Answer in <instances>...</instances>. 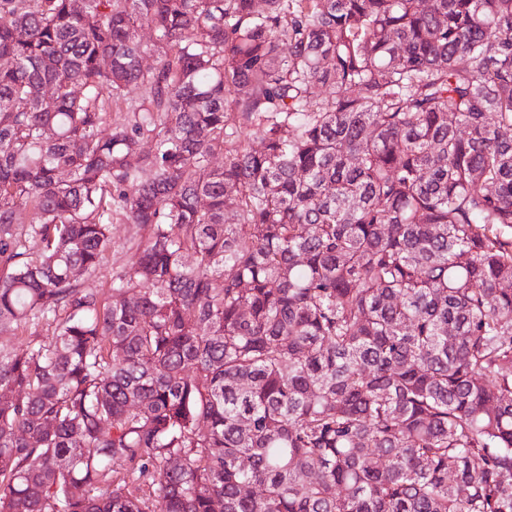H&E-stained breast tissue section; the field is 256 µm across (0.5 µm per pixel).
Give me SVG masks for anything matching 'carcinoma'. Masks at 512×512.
<instances>
[{
  "label": "carcinoma",
  "mask_w": 512,
  "mask_h": 512,
  "mask_svg": "<svg viewBox=\"0 0 512 512\" xmlns=\"http://www.w3.org/2000/svg\"><path fill=\"white\" fill-rule=\"evenodd\" d=\"M34 320L0 512H512V0H0ZM136 229L127 224L120 216L114 217L111 226V247L104 253L98 270L91 275H82L79 284L92 292H102L110 287L112 273L116 270L131 268L138 260L136 247L133 245Z\"/></svg>",
  "instance_id": "carcinoma-1"
}]
</instances>
